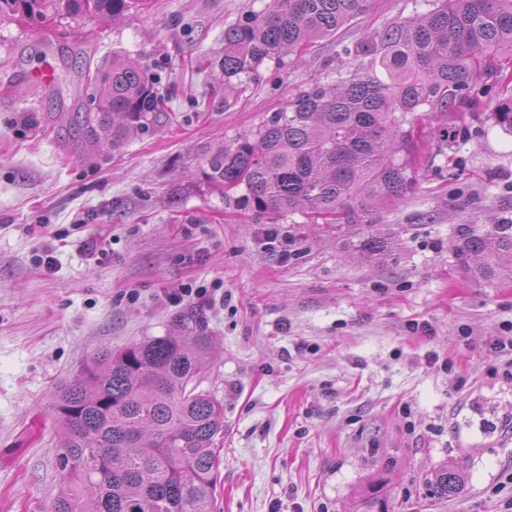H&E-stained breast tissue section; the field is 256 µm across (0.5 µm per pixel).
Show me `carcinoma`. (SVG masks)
Instances as JSON below:
<instances>
[{"label": "carcinoma", "instance_id": "obj_1", "mask_svg": "<svg viewBox=\"0 0 512 512\" xmlns=\"http://www.w3.org/2000/svg\"><path fill=\"white\" fill-rule=\"evenodd\" d=\"M143 0H0V22L42 25L56 19H117ZM370 0H269L224 29L225 84L251 76L267 60L304 54L312 43L357 23ZM430 9L341 46L336 78L309 84L265 124L218 147L204 171L223 195L241 189L256 224L300 212L355 222L358 213L398 202L416 179L418 146L407 116L446 113L478 100L481 79L506 84L512 72V0H429ZM155 80L139 65L112 57L100 79L96 112L86 113L91 151L117 148L132 130L166 113ZM495 122L512 133V96ZM457 269L480 281L512 265V224L480 230L460 225ZM212 336L201 313L180 315L163 336L98 352L56 387L63 424L64 472L51 512H212L224 405L200 388ZM462 484L445 467L436 493Z\"/></svg>", "mask_w": 512, "mask_h": 512}]
</instances>
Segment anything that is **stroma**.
<instances>
[{
    "label": "stroma",
    "mask_w": 512,
    "mask_h": 512,
    "mask_svg": "<svg viewBox=\"0 0 512 512\" xmlns=\"http://www.w3.org/2000/svg\"><path fill=\"white\" fill-rule=\"evenodd\" d=\"M266 2L148 0L84 20L93 60L54 59L52 90L30 76L72 29L0 24V512H51L56 385L190 308L216 346L201 387L224 405L214 512H512V350H491L512 338V270L469 280L452 252L460 225L512 222L501 95L419 120L428 147L403 200L355 224L253 223L207 188L211 154L300 84L332 79L338 43L427 9L372 0L302 62H265L225 92L224 30ZM116 53L157 80L175 118L87 156L53 117L94 110L85 69ZM91 237L102 253L84 252ZM371 237L387 252L366 251ZM449 464L464 481L442 498L432 484Z\"/></svg>",
    "instance_id": "1"
}]
</instances>
